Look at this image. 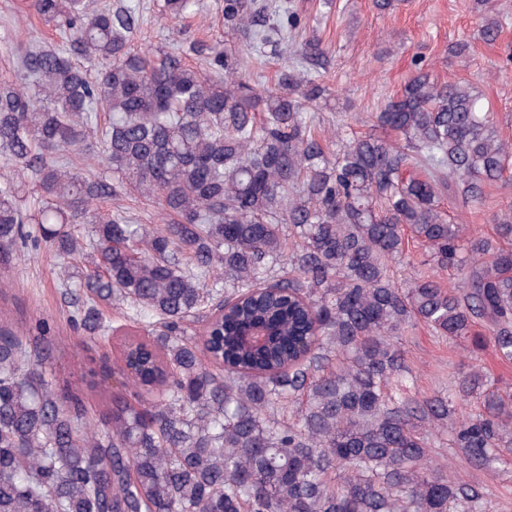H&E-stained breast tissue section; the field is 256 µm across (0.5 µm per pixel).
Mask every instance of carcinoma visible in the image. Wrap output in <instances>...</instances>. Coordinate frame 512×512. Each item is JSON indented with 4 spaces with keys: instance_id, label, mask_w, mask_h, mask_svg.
<instances>
[{
    "instance_id": "obj_1",
    "label": "carcinoma",
    "mask_w": 512,
    "mask_h": 512,
    "mask_svg": "<svg viewBox=\"0 0 512 512\" xmlns=\"http://www.w3.org/2000/svg\"><path fill=\"white\" fill-rule=\"evenodd\" d=\"M32 5L65 41L0 82V264L43 241L85 258L83 335L104 339L101 303L136 331L118 337L121 392L96 426L0 327V512H491L484 486L431 461L428 433L450 426L451 447L489 468L512 453V399L476 366L446 398L409 395L400 346L418 324L467 340L482 322L512 361V207L468 236L441 205L483 204L512 168L478 91L420 68L377 131H338L332 151L307 111L327 92L318 40L260 90L221 52L204 72L182 60L194 44L136 49L135 0ZM196 6L163 0L160 15ZM270 12L288 26H265ZM222 20L257 51L298 27L268 0H224ZM80 59L108 65L92 77ZM123 191L167 222L98 207ZM411 239L458 283L398 286L389 263ZM257 324L269 340L242 344Z\"/></svg>"
}]
</instances>
